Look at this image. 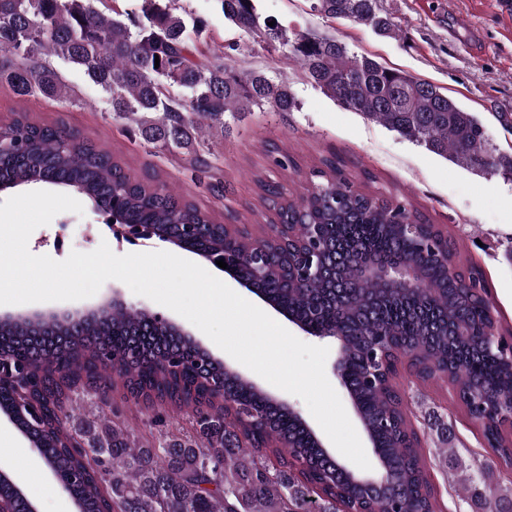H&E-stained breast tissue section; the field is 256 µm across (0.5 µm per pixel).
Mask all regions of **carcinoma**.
Segmentation results:
<instances>
[{
  "mask_svg": "<svg viewBox=\"0 0 512 512\" xmlns=\"http://www.w3.org/2000/svg\"><path fill=\"white\" fill-rule=\"evenodd\" d=\"M119 0H0V84L18 96L41 95L75 105L77 93L53 59L84 71L104 94L112 118L138 132L149 145L183 155L222 196L219 159L209 143L224 129V116L267 106L297 107L288 81L260 69L233 72L224 52L203 49L187 29L180 0H142V18L125 19ZM224 18L246 34L258 33L268 49L288 47L307 79L344 108L359 112L458 166L512 179V154L489 144L471 112L430 82L349 53L334 37L294 32L280 23L260 24L247 0H217ZM312 12L349 19L393 36L397 27L378 0H310ZM10 151L0 156V177L18 186L48 182L76 190L100 209L116 214L133 233L155 235L211 262L227 259L239 275L251 273L250 238L228 234L224 225L166 186L154 189L125 173L112 153L77 140L59 124H40L22 112L0 127ZM408 217L399 205L330 179L299 201L279 206L276 219L325 225L320 275L283 287L258 284L268 298L307 326L314 337L337 331L345 339L343 369L361 419L373 438L380 473L392 484L387 495H371L348 476L339 493H319L288 465L303 457L315 470L327 467L324 449L300 416L272 401L266 391L225 369L175 329L148 313L123 305L85 320L80 335L51 322L0 320V359L11 373L0 378V412L12 417L31 446L41 448L77 502L79 512H340L339 500L372 502L376 512H441L423 449L406 447V414L366 377L365 356L377 336L415 361L423 381L452 380L478 390L485 403L512 395V363L487 347L494 326L491 308L448 279L442 265L401 237L396 224ZM418 266L422 290L404 299L380 296L370 316L365 298L376 285L358 276L366 262ZM31 382L32 411L16 413L14 378ZM103 398L120 390L136 406L158 408L150 425L166 426L163 409L191 411L195 439L164 432L143 446L102 416L91 437L70 420L77 389ZM466 492L498 490L482 472L461 473ZM16 512H35L32 502L0 473V499Z\"/></svg>",
  "mask_w": 512,
  "mask_h": 512,
  "instance_id": "obj_1",
  "label": "carcinoma"
}]
</instances>
